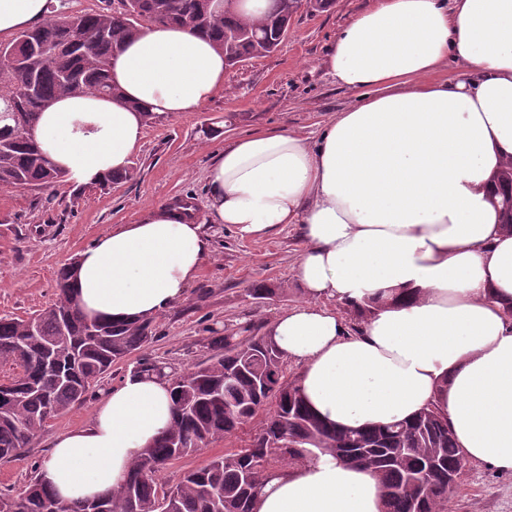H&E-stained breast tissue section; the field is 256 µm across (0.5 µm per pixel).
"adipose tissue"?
Here are the masks:
<instances>
[{
    "label": "adipose tissue",
    "mask_w": 512,
    "mask_h": 512,
    "mask_svg": "<svg viewBox=\"0 0 512 512\" xmlns=\"http://www.w3.org/2000/svg\"><path fill=\"white\" fill-rule=\"evenodd\" d=\"M46 0H0V37L42 21ZM462 68L449 77V65ZM356 103L316 141L281 128L218 152L205 221L167 205L80 252L74 295L91 318L155 317L183 301L209 252L204 224L262 236L300 225L303 301L269 331L301 367L328 425L384 426L431 407L465 458L512 471V233L490 203L512 159V0H374L328 48ZM207 37L152 25L112 59L122 96L66 95L35 137L69 182L126 169L147 114L195 112L224 86ZM363 312L349 334L331 309ZM168 383L130 376L82 428L57 436L37 474L74 501L119 488L169 425ZM377 475L318 448L266 481L254 512H382Z\"/></svg>",
    "instance_id": "obj_1"
}]
</instances>
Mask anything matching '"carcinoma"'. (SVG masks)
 I'll return each mask as SVG.
<instances>
[{"instance_id":"cac0c4a2","label":"carcinoma","mask_w":512,"mask_h":512,"mask_svg":"<svg viewBox=\"0 0 512 512\" xmlns=\"http://www.w3.org/2000/svg\"><path fill=\"white\" fill-rule=\"evenodd\" d=\"M112 12L48 17L0 43V187L42 189L64 178L32 135L46 104L64 94L120 97L112 85V57L143 23L181 25L208 37L227 64L264 58L281 43L302 0H269L256 21L224 10V0H121ZM493 201L512 213V172L498 177ZM56 302L27 318L0 317V461L29 453L47 418L85 401L112 364L145 350L154 339L149 318L89 320L72 296L70 267L55 279ZM214 354L177 371L141 356L133 373L168 379L172 425L131 466L123 486L92 499L62 503L38 481L17 495H0V512H252L263 483L300 461V448H320L380 478L385 512H448L456 485L448 475L464 456L445 417L426 408L407 421L341 430L321 421L268 330L251 323L210 337ZM259 420L245 446L188 470L174 487L155 479L160 466L206 449ZM288 427L289 439L277 432Z\"/></svg>"}]
</instances>
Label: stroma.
I'll list each match as a JSON object with an SVG mask.
<instances>
[{
	"mask_svg": "<svg viewBox=\"0 0 512 512\" xmlns=\"http://www.w3.org/2000/svg\"><path fill=\"white\" fill-rule=\"evenodd\" d=\"M371 0H334L321 12L299 11L287 38L270 56L229 68L224 88L196 112H180L147 124L130 157L134 179L112 185L0 189V316L27 318L55 299L58 270L115 224L133 222L147 207L192 201L194 216L205 215L207 174L214 153L257 130L288 128L316 139L333 113L353 104L355 93L341 89L325 57L337 32ZM210 250L186 298L156 316V338L148 357L180 369L212 354L210 337L246 323L269 324L300 303L295 268L304 242L298 225L285 224L254 238L229 224H208ZM273 288L255 302L247 291L256 283ZM136 356L115 363L93 383L86 401L53 417L28 457L0 462V492L20 490L35 477L53 438L84 425L99 397L129 375ZM248 424L236 435L166 464L159 485L175 486L184 472L236 448L255 431ZM451 512H512V474L465 462Z\"/></svg>",
	"mask_w": 512,
	"mask_h": 512,
	"instance_id": "stroma-1",
	"label": "stroma"
}]
</instances>
